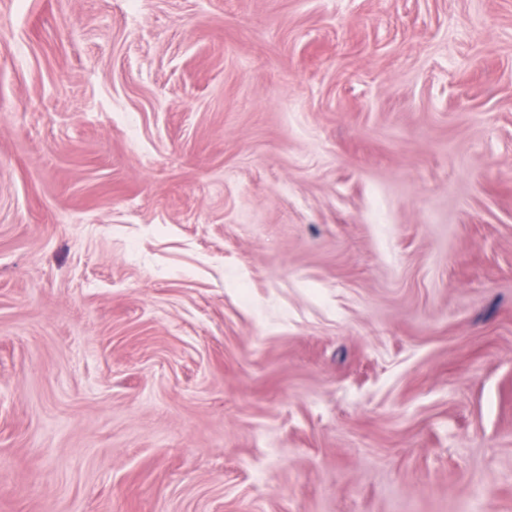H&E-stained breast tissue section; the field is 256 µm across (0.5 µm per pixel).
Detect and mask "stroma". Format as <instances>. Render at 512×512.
I'll return each instance as SVG.
<instances>
[{
  "label": "stroma",
  "mask_w": 512,
  "mask_h": 512,
  "mask_svg": "<svg viewBox=\"0 0 512 512\" xmlns=\"http://www.w3.org/2000/svg\"><path fill=\"white\" fill-rule=\"evenodd\" d=\"M0 512H512V0H0Z\"/></svg>",
  "instance_id": "1"
}]
</instances>
